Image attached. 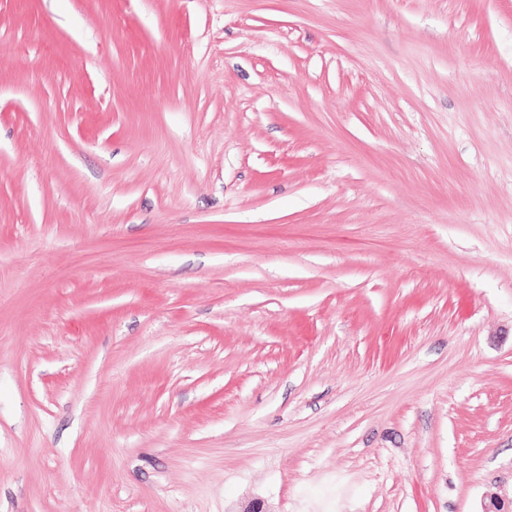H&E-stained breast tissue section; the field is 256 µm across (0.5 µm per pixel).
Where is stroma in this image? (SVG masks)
Returning a JSON list of instances; mask_svg holds the SVG:
<instances>
[{"instance_id":"35a3bbf8","label":"stroma","mask_w":512,"mask_h":512,"mask_svg":"<svg viewBox=\"0 0 512 512\" xmlns=\"http://www.w3.org/2000/svg\"><path fill=\"white\" fill-rule=\"evenodd\" d=\"M512 512V0H0V512Z\"/></svg>"}]
</instances>
